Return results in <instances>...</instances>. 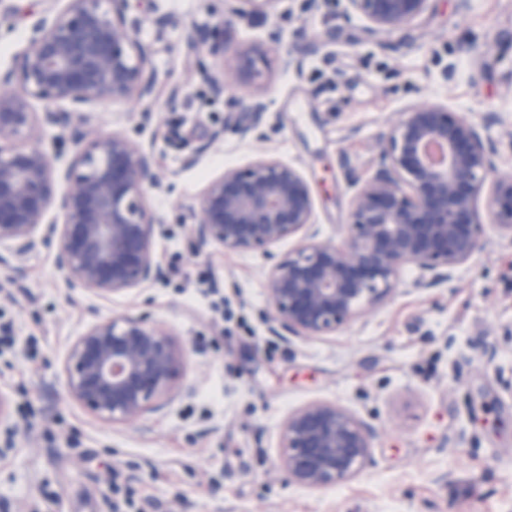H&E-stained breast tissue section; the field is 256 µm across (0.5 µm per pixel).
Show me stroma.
Masks as SVG:
<instances>
[{
    "instance_id": "1",
    "label": "stroma",
    "mask_w": 512,
    "mask_h": 512,
    "mask_svg": "<svg viewBox=\"0 0 512 512\" xmlns=\"http://www.w3.org/2000/svg\"><path fill=\"white\" fill-rule=\"evenodd\" d=\"M0 30V68L17 66L27 9ZM169 17L164 31L152 5ZM229 0H137L134 17L157 74L148 105L114 102L91 125L154 149L163 190L148 205L163 220L153 250L165 276L113 298L69 287L52 249L21 274L0 262V395L15 423L0 454V512H512V235L491 221V186L478 199L484 249L445 282L423 286L407 268L396 288L335 334L286 345L268 320L267 274L297 238L270 249L197 247L191 214L207 182L265 155L309 183L320 240L344 246L354 182L376 170L377 143L419 101L480 116L512 176V0H436L409 37L363 39L334 0H285L267 19L236 21L229 46L281 35L261 80L212 98L220 69L188 46L221 25ZM307 39H299L298 31ZM182 86L170 101L172 86ZM261 95L259 138L232 126L233 107ZM153 119L140 124L139 114ZM219 144L209 145L216 129ZM149 314L187 349L188 362L159 412L134 425L98 419L67 399L62 364L94 317ZM312 401L371 420L366 468L330 489L294 485L277 469L280 426Z\"/></svg>"
}]
</instances>
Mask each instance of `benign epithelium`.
Instances as JSON below:
<instances>
[{
    "mask_svg": "<svg viewBox=\"0 0 512 512\" xmlns=\"http://www.w3.org/2000/svg\"><path fill=\"white\" fill-rule=\"evenodd\" d=\"M19 57L21 87L13 71H0V249L21 272L23 260L55 247V265L71 288L114 296L164 277L152 252L163 223L145 204L162 187L154 152L130 136L102 133L87 113L111 102L148 101L156 73L129 20V0H41ZM240 18L267 16L278 0H244ZM345 18L363 21L365 39L411 30L433 0H336ZM199 51L222 59L210 83L220 98L232 83L258 72L278 51V32L264 47L226 57L211 29L191 35ZM45 102L36 112L33 102ZM268 109L254 96L238 103L240 134L256 131ZM480 121L438 102L410 105L378 144L375 174L351 199L347 244L339 248L309 232L313 198L295 167L261 157L211 179L192 215L197 246L219 244L235 252L272 246L292 236L297 248L276 262L267 280L272 331L292 344L329 336L366 305L381 300L414 264L438 284L451 278L484 246L478 198L494 172L495 148ZM68 128L76 150L59 187L49 154L37 143L39 126ZM493 223L512 233V178L494 179ZM187 359L174 336L145 319L97 318L69 346L65 396L97 418L135 424L161 409L177 390ZM378 432L368 421L330 402H311L282 427L278 468L309 489L335 487L370 461Z\"/></svg>",
    "mask_w": 512,
    "mask_h": 512,
    "instance_id": "7a95c632",
    "label": "benign epithelium"
}]
</instances>
